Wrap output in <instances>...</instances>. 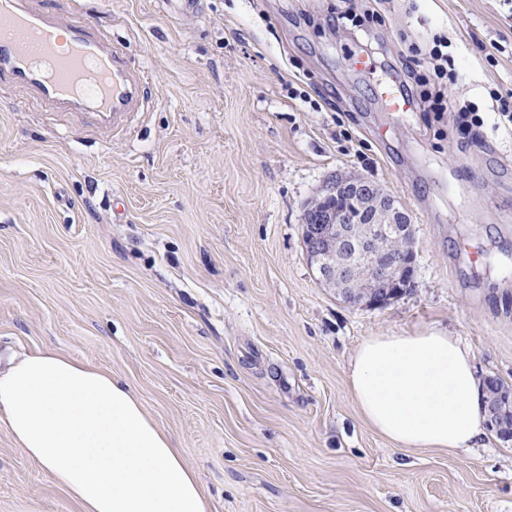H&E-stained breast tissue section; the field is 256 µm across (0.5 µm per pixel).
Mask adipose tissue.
I'll return each instance as SVG.
<instances>
[{
	"instance_id": "adipose-tissue-1",
	"label": "adipose tissue",
	"mask_w": 512,
	"mask_h": 512,
	"mask_svg": "<svg viewBox=\"0 0 512 512\" xmlns=\"http://www.w3.org/2000/svg\"><path fill=\"white\" fill-rule=\"evenodd\" d=\"M349 388L364 419L400 448L465 449L483 430L472 355L436 330L368 338ZM0 417L83 512H208L196 473L139 398L56 349L0 372Z\"/></svg>"
}]
</instances>
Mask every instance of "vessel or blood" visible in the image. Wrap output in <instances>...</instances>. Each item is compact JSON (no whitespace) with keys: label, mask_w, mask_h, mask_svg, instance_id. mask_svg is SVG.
<instances>
[{"label":"vessel or blood","mask_w":512,"mask_h":512,"mask_svg":"<svg viewBox=\"0 0 512 512\" xmlns=\"http://www.w3.org/2000/svg\"><path fill=\"white\" fill-rule=\"evenodd\" d=\"M55 105H76L120 129L140 79L127 54L106 44L83 16L59 21L30 0H0V81Z\"/></svg>","instance_id":"1"}]
</instances>
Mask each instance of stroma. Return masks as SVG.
Masks as SVG:
<instances>
[{"label":"stroma","instance_id":"stroma-1","mask_svg":"<svg viewBox=\"0 0 512 512\" xmlns=\"http://www.w3.org/2000/svg\"><path fill=\"white\" fill-rule=\"evenodd\" d=\"M82 4L141 100L115 131L0 85V368L51 347L119 378L209 512H512V440L399 448L348 387L364 340L427 329L512 386V140L377 95L441 37L445 99L490 112L512 0H372L373 21L352 0ZM337 176L414 224V289L385 306L343 302L308 261L305 211ZM0 512H82L1 419Z\"/></svg>","mask_w":512,"mask_h":512}]
</instances>
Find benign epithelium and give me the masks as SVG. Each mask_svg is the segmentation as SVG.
Here are the masks:
<instances>
[{
    "instance_id": "obj_1",
    "label": "benign epithelium",
    "mask_w": 512,
    "mask_h": 512,
    "mask_svg": "<svg viewBox=\"0 0 512 512\" xmlns=\"http://www.w3.org/2000/svg\"><path fill=\"white\" fill-rule=\"evenodd\" d=\"M346 201L366 216L357 234L351 215L340 208ZM306 251L323 285L354 305L378 307L411 291L401 283L405 270L415 271L411 219L399 202L377 184L363 178H338L306 211ZM485 425L498 426L507 405L484 399Z\"/></svg>"
}]
</instances>
